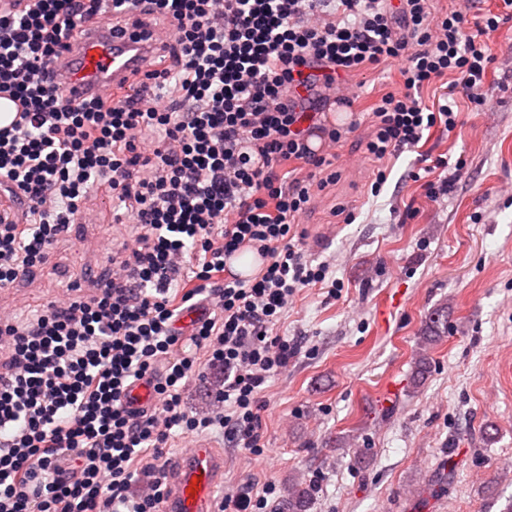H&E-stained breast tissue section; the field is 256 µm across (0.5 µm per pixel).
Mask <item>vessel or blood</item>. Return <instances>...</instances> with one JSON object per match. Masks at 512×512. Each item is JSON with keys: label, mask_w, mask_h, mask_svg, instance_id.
Instances as JSON below:
<instances>
[{"label": "vessel or blood", "mask_w": 512, "mask_h": 512, "mask_svg": "<svg viewBox=\"0 0 512 512\" xmlns=\"http://www.w3.org/2000/svg\"><path fill=\"white\" fill-rule=\"evenodd\" d=\"M154 43L128 32L88 30L73 45L59 68L58 82L72 102L105 96L129 72L149 67ZM224 462L203 445L190 448L176 468L164 512H205L204 506Z\"/></svg>", "instance_id": "b4317fda"}]
</instances>
